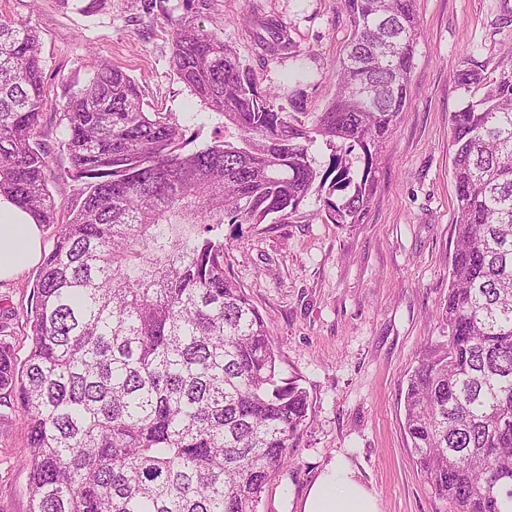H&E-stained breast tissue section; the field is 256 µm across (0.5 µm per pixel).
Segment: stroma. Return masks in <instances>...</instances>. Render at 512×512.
I'll use <instances>...</instances> for the list:
<instances>
[{"label":"stroma","mask_w":512,"mask_h":512,"mask_svg":"<svg viewBox=\"0 0 512 512\" xmlns=\"http://www.w3.org/2000/svg\"><path fill=\"white\" fill-rule=\"evenodd\" d=\"M418 44L408 107L387 139L370 208L359 224H334L310 195L292 222L224 227V271L250 296L279 352L282 378L298 379L311 408L296 450L270 485L259 512H298L304 493L333 459H345L373 490L380 512H445L412 457L403 427L406 381L420 354L443 341L438 318L448 297L454 247L455 187L450 116L464 93L462 67L495 78L512 62V0H415ZM0 10L40 33L45 89L42 116L49 189L59 209L44 226L51 248L77 185L59 122L67 87L96 67H118L141 86L147 110L175 113L193 148L213 142L224 119L180 82L172 37L184 0H102L86 13L61 0H0ZM288 28L290 50L261 55L251 14ZM204 28L217 32L251 69L276 106L302 94L308 115L324 111L351 36L342 0H210ZM37 266L0 282V315L12 314L18 358H25L26 313ZM25 432L18 412H0V512H30L27 472L19 464Z\"/></svg>","instance_id":"35a3bbf8"}]
</instances>
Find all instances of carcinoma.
I'll return each instance as SVG.
<instances>
[{"label":"carcinoma","mask_w":512,"mask_h":512,"mask_svg":"<svg viewBox=\"0 0 512 512\" xmlns=\"http://www.w3.org/2000/svg\"><path fill=\"white\" fill-rule=\"evenodd\" d=\"M414 2L344 0L336 94L309 125L303 96L274 107L197 23L210 0H185L171 57L224 118L223 139L185 150L175 114L146 111L139 84L106 63L67 92L65 175L78 188L34 281L23 362L0 321V410H23L30 512H259L310 399L280 377L262 314L224 275V225L286 223L323 190L332 223L363 222L409 103ZM250 33L265 52L290 46L274 16L253 17ZM454 81L467 91L483 78L464 67ZM48 105L38 31L0 13V196L43 226L57 214ZM450 123L448 336L409 376L404 429L446 512H512V63Z\"/></svg>","instance_id":"carcinoma-1"}]
</instances>
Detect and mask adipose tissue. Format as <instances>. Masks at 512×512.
Listing matches in <instances>:
<instances>
[{"label":"adipose tissue","mask_w":512,"mask_h":512,"mask_svg":"<svg viewBox=\"0 0 512 512\" xmlns=\"http://www.w3.org/2000/svg\"><path fill=\"white\" fill-rule=\"evenodd\" d=\"M42 228L28 213L0 197V280L15 278L40 261ZM300 512H380L377 496L356 481L350 467L331 461L311 484Z\"/></svg>","instance_id":"1"}]
</instances>
